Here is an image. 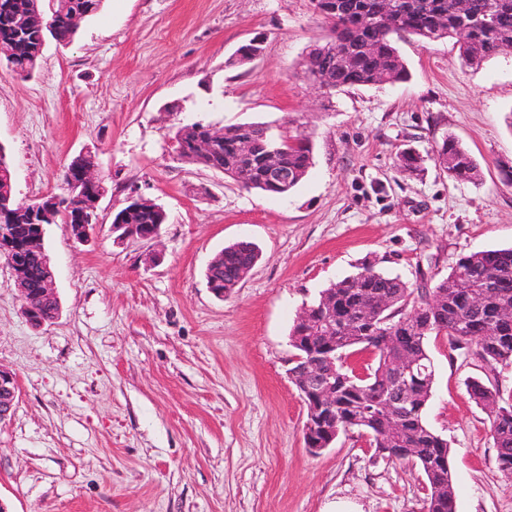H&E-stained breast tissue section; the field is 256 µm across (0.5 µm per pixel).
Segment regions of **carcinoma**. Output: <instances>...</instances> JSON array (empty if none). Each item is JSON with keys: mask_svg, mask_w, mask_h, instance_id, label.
I'll list each match as a JSON object with an SVG mask.
<instances>
[{"mask_svg": "<svg viewBox=\"0 0 512 512\" xmlns=\"http://www.w3.org/2000/svg\"><path fill=\"white\" fill-rule=\"evenodd\" d=\"M8 12L0 11V44L7 46L13 70L25 76L37 68L48 43L67 45L77 30L71 15L83 19L95 15L103 0H3ZM342 13H330L331 0H313L314 9L330 24L329 40L314 45L305 60L307 73L325 76L330 90L395 82L405 78L397 41L415 36L435 41L451 38L459 44L462 61L479 66L490 56L512 44V0H468V11L457 15L450 0H345ZM247 129L251 152L242 156L237 147L240 130ZM279 149L281 163L288 167V184L269 179L263 168L268 150ZM224 175L246 190L286 196L301 182L311 166L308 138L298 133L276 140L258 124H237L224 133ZM434 162L451 177L475 182L479 171L475 162L451 138L436 149ZM398 168L419 176L426 170L424 156L410 151L397 155ZM166 215L146 200L132 209L125 207L114 217L124 224L138 225L141 236L165 222ZM224 263L206 279L229 295L242 274L260 258L258 246L241 240L224 247ZM29 287L25 298L36 316L48 323L55 319L57 302L36 291L44 273L41 259L28 257ZM493 289L485 291V284ZM485 294L484 311L470 308L474 294ZM512 305V248L483 250L460 257L448 276L434 286L421 280L411 287L367 263L360 271L344 277L322 291L310 305L307 319L293 325L289 334L295 355L303 361L299 370L317 363L318 356L336 357V429L380 433L365 410L380 404L391 390L388 367L402 354L424 366L410 408L403 415L400 430L404 444L374 441L375 453L391 460L417 466L428 487L424 512H455V495L449 461L448 442L429 428L425 410L434 381L432 361L426 341L430 336H446L455 347L474 348V354L492 372L496 366L512 364V321H501L496 310ZM336 336V346L324 339L326 330ZM392 336L385 343L382 336ZM374 354V365L359 375L343 359L358 351ZM470 397L489 409L491 432L499 470L512 477V393L503 394L498 385L473 381Z\"/></svg>", "mask_w": 512, "mask_h": 512, "instance_id": "cac0c4a2", "label": "carcinoma"}]
</instances>
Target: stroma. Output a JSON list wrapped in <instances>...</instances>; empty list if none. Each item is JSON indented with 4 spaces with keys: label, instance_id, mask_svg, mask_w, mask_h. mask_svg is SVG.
I'll use <instances>...</instances> for the list:
<instances>
[{
    "label": "stroma",
    "instance_id": "obj_1",
    "mask_svg": "<svg viewBox=\"0 0 512 512\" xmlns=\"http://www.w3.org/2000/svg\"><path fill=\"white\" fill-rule=\"evenodd\" d=\"M328 23L312 0H104L73 42L48 44L32 77L0 65V147L17 199L64 189L97 152L106 192L84 240L46 228L61 312L37 328L0 260V367L20 399L0 424L9 512H423L419 469L347 433L320 453L288 376L298 314L362 264L436 283L464 255L512 247V49L480 67L453 40L398 41L406 80L328 92L305 58ZM261 56L231 58L252 38ZM171 103L181 104L168 112ZM199 121L304 132L313 163L288 196L241 188L180 160L175 133ZM454 137L479 169L401 172L400 151ZM162 206L158 241H116L132 189ZM261 257L234 292L208 288L210 260L238 240ZM425 420L450 448L456 512H512L486 409L471 380L512 391L447 337Z\"/></svg>",
    "mask_w": 512,
    "mask_h": 512
}]
</instances>
